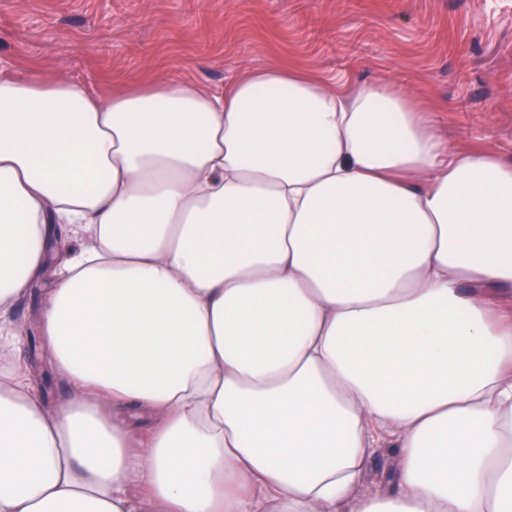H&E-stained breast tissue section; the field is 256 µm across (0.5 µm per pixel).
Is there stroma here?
<instances>
[{
    "instance_id": "stroma-1",
    "label": "stroma",
    "mask_w": 512,
    "mask_h": 512,
    "mask_svg": "<svg viewBox=\"0 0 512 512\" xmlns=\"http://www.w3.org/2000/svg\"><path fill=\"white\" fill-rule=\"evenodd\" d=\"M283 62L328 87L387 82L423 100L459 148L512 160V0H0V77L74 80L99 97L128 84L220 91ZM33 281L9 315L49 401L69 392L46 358Z\"/></svg>"
}]
</instances>
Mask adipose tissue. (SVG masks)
Segmentation results:
<instances>
[{"label":"adipose tissue","mask_w":512,"mask_h":512,"mask_svg":"<svg viewBox=\"0 0 512 512\" xmlns=\"http://www.w3.org/2000/svg\"><path fill=\"white\" fill-rule=\"evenodd\" d=\"M47 273L52 406L3 318ZM0 351V512H512V161L278 63L0 78ZM394 479L392 453L388 448H375L370 453L363 476L365 487L388 488Z\"/></svg>","instance_id":"ef3b65f1"}]
</instances>
